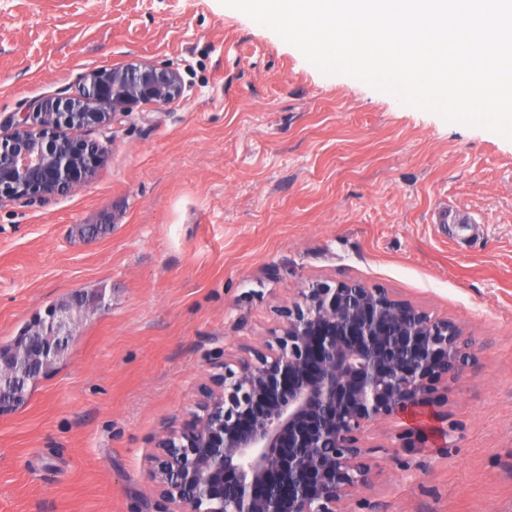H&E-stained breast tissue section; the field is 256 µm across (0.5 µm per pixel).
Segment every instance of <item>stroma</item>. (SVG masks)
I'll return each instance as SVG.
<instances>
[{"instance_id": "1", "label": "stroma", "mask_w": 512, "mask_h": 512, "mask_svg": "<svg viewBox=\"0 0 512 512\" xmlns=\"http://www.w3.org/2000/svg\"><path fill=\"white\" fill-rule=\"evenodd\" d=\"M135 59L181 97L117 113L74 192L0 200V345L103 299L0 417V512H169L145 474L159 432L316 280L450 319L472 356L368 428L352 512H512V140L323 73L219 0H0V122Z\"/></svg>"}]
</instances>
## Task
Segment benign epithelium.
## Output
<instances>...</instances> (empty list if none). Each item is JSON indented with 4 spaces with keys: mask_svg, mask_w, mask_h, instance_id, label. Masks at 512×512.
<instances>
[{
    "mask_svg": "<svg viewBox=\"0 0 512 512\" xmlns=\"http://www.w3.org/2000/svg\"><path fill=\"white\" fill-rule=\"evenodd\" d=\"M82 92L42 100L0 133V196H62L90 182L105 149L96 139L116 111L164 106L183 93L181 76L142 61L90 72ZM262 345H244L200 390L196 410L158 438L147 480L176 512H348L368 486V426L432 402L467 361L457 324L359 281H314L280 310ZM71 306L61 300L0 347L12 360L52 359L44 335H61Z\"/></svg>",
    "mask_w": 512,
    "mask_h": 512,
    "instance_id": "obj_1",
    "label": "benign epithelium"
}]
</instances>
